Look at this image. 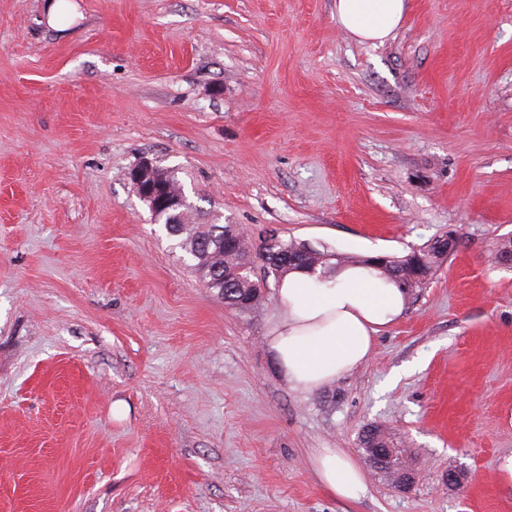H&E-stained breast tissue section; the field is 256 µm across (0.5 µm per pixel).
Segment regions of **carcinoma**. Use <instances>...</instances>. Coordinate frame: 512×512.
Masks as SVG:
<instances>
[{"mask_svg":"<svg viewBox=\"0 0 512 512\" xmlns=\"http://www.w3.org/2000/svg\"><path fill=\"white\" fill-rule=\"evenodd\" d=\"M171 219L172 213L166 212L160 217V224L167 236L176 241L191 269L224 300L225 306L242 313L254 310L262 302L268 279L277 282L294 269L322 275L340 266L369 267L381 278L394 282L408 297L425 285L448 259V240L444 236L403 256L391 255L382 267L374 256H342L295 239L279 238L271 248L256 247L234 224H172ZM262 250L266 251L261 264L263 275L257 278L240 272ZM390 444V434L382 425H370L358 436L362 449Z\"/></svg>","mask_w":512,"mask_h":512,"instance_id":"carcinoma-1","label":"carcinoma"}]
</instances>
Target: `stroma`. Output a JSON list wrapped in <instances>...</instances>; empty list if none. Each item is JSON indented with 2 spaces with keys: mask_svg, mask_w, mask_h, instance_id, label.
Here are the masks:
<instances>
[{
  "mask_svg": "<svg viewBox=\"0 0 512 512\" xmlns=\"http://www.w3.org/2000/svg\"><path fill=\"white\" fill-rule=\"evenodd\" d=\"M0 0V512H512V0H408L358 42L333 0ZM347 255L457 250L317 391L268 355L133 191ZM387 427L421 478L314 474ZM460 474L449 486V470ZM317 478L334 495L353 499L365 489L360 466L337 448H321L314 459Z\"/></svg>",
  "mask_w": 512,
  "mask_h": 512,
  "instance_id": "1",
  "label": "stroma"
}]
</instances>
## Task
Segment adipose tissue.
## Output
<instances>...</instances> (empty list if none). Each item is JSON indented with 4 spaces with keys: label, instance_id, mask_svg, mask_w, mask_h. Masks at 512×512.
I'll list each match as a JSON object with an SVG mask.
<instances>
[{
    "label": "adipose tissue",
    "instance_id": "adipose-tissue-1",
    "mask_svg": "<svg viewBox=\"0 0 512 512\" xmlns=\"http://www.w3.org/2000/svg\"><path fill=\"white\" fill-rule=\"evenodd\" d=\"M336 20L355 39L382 43L402 24L407 0H335ZM283 314L267 346L277 369L293 387L312 392L351 372L370 356L380 327L403 313L406 297L394 284L363 267L338 269L335 276L293 271L275 293ZM317 478L334 495L353 499L366 476L348 455L323 448L314 459Z\"/></svg>",
    "mask_w": 512,
    "mask_h": 512
}]
</instances>
